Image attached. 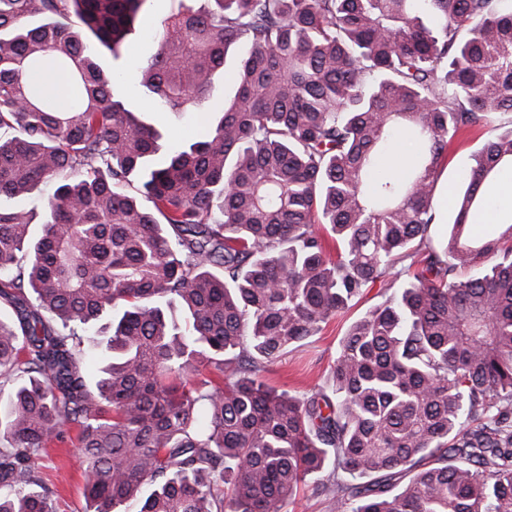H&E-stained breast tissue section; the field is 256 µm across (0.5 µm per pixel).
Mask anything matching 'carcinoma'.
<instances>
[{
    "mask_svg": "<svg viewBox=\"0 0 512 512\" xmlns=\"http://www.w3.org/2000/svg\"><path fill=\"white\" fill-rule=\"evenodd\" d=\"M147 2L0 0V196L54 186L37 237L0 208V512H54L40 459L72 431L87 512H282L326 469L342 512H512V217L472 224L512 128L430 235L448 144L512 112V0H173L139 82L161 111L201 106L247 46L179 144L99 62ZM400 135L419 153L376 177ZM376 284L332 394L266 382ZM244 53V48L237 47L234 50L233 55L228 57L227 63L225 66V73H224V82L216 81L214 85L212 86L210 92H209V99L207 104L209 105H217L221 103L224 99V96H230L233 95L235 91V84L231 79V72H233L235 68V60L237 57L242 55ZM26 80L32 86L41 90H46L51 94L55 98L59 108H68L70 104L68 84L65 82L63 77L49 80L41 73L30 72L26 75Z\"/></svg>",
    "mask_w": 512,
    "mask_h": 512,
    "instance_id": "cac0c4a2",
    "label": "carcinoma"
}]
</instances>
